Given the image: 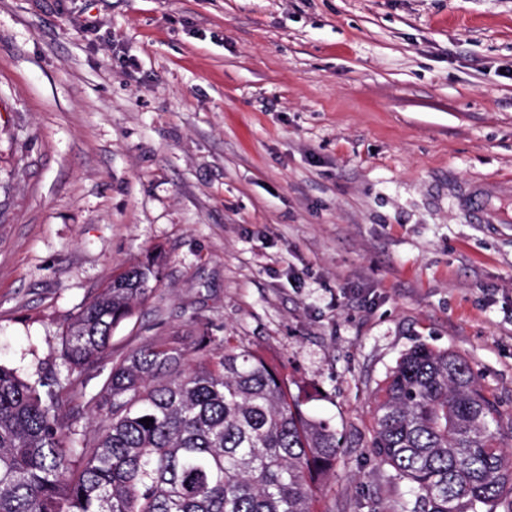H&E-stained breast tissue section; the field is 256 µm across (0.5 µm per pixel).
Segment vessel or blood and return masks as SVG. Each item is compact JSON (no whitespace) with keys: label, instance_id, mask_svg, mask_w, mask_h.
I'll return each mask as SVG.
<instances>
[{"label":"vessel or blood","instance_id":"1","mask_svg":"<svg viewBox=\"0 0 512 512\" xmlns=\"http://www.w3.org/2000/svg\"><path fill=\"white\" fill-rule=\"evenodd\" d=\"M457 208L475 224L512 223V185L473 181L454 195Z\"/></svg>","mask_w":512,"mask_h":512}]
</instances>
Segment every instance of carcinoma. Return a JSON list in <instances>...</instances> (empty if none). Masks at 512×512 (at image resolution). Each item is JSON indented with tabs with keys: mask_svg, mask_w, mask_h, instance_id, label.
Masks as SVG:
<instances>
[{
	"mask_svg": "<svg viewBox=\"0 0 512 512\" xmlns=\"http://www.w3.org/2000/svg\"><path fill=\"white\" fill-rule=\"evenodd\" d=\"M162 268L160 252L129 266L71 318L66 382L0 364V512H315L316 480L340 438L290 399L262 356L203 329L191 347L162 336L112 356V332ZM106 367L85 402L98 429L82 438L57 414L61 394ZM372 414V453L415 493L398 512H512L502 415L461 354L411 346Z\"/></svg>",
	"mask_w": 512,
	"mask_h": 512,
	"instance_id": "obj_1",
	"label": "carcinoma"
}]
</instances>
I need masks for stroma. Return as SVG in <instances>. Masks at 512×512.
I'll return each instance as SVG.
<instances>
[{
    "instance_id": "stroma-1",
    "label": "stroma",
    "mask_w": 512,
    "mask_h": 512,
    "mask_svg": "<svg viewBox=\"0 0 512 512\" xmlns=\"http://www.w3.org/2000/svg\"><path fill=\"white\" fill-rule=\"evenodd\" d=\"M508 179L512 0H0V362L64 377L72 316L162 249L113 354L234 337L342 437L320 512H396L402 352H458L512 421V224L448 199Z\"/></svg>"
}]
</instances>
